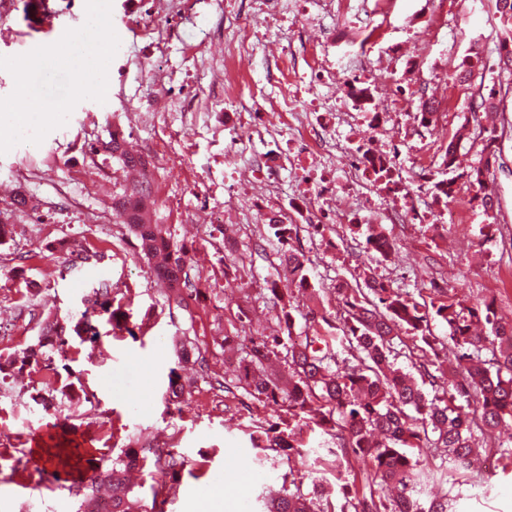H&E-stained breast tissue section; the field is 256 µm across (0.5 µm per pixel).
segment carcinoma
I'll list each match as a JSON object with an SVG mask.
<instances>
[{
    "label": "carcinoma",
    "instance_id": "obj_1",
    "mask_svg": "<svg viewBox=\"0 0 512 512\" xmlns=\"http://www.w3.org/2000/svg\"><path fill=\"white\" fill-rule=\"evenodd\" d=\"M495 7L501 29L496 45L500 69L512 78V0H495ZM104 151L128 167L146 168L145 160L128 153L116 134ZM145 190L140 183L131 193L113 199L112 212L134 231L168 297L180 305L187 287L183 274L188 250L168 227L152 223L139 208L136 199ZM270 228L280 245L284 277L295 287L308 290L309 259L289 246L292 235L288 225L272 224ZM364 237L366 252L386 257L392 251L391 242L375 225H366ZM336 290L342 295V305L335 320L318 316L310 305L304 314L314 324L322 321L336 330L334 337L322 336L315 328L304 340H294V307L275 288L270 292L282 304L279 329L250 339L248 345L235 334L224 335V349L238 358L237 374L230 382L215 381L212 388L226 395L241 388L259 402L280 403L288 411V417L249 433L252 447L289 460L295 455L304 465L309 461L301 452L308 447L304 432L317 427L338 439L331 467L336 469V485L344 502L337 506L331 496L323 494L318 477L313 479L312 492H304L303 482L291 469L270 495L265 512H450L445 491L426 506L420 503L417 486L424 482V472L413 449L427 444L439 448L458 478L465 482L477 478L463 468L465 461L475 456L474 433L494 430L512 419V325L498 319L491 302L467 305L448 300L426 305L392 291L376 278L353 285L344 281L336 284ZM104 317L136 337L130 314L112 303L108 289H95L73 327L47 321L37 345L1 362L0 381L6 382L15 369L38 372L52 366L53 349L67 344L72 333L95 339L96 322ZM436 318L448 324V335H433L430 323ZM404 333L423 342L436 358L439 351L453 346L456 366L445 395L427 398L417 381L395 366ZM333 340L347 343L356 352L355 364L332 367L336 363ZM460 399L465 404L458 403ZM351 456L369 471L372 484L366 491L350 492L343 479V462ZM186 466L185 456L175 448H123L91 479L90 486L77 487L80 512H99L96 487L100 481L112 486L108 512H156L158 502L164 503L176 493ZM147 467L168 480L152 487L151 507L144 509L134 497L128 474Z\"/></svg>",
    "mask_w": 512,
    "mask_h": 512
}]
</instances>
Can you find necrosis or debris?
<instances>
[{"mask_svg":"<svg viewBox=\"0 0 512 512\" xmlns=\"http://www.w3.org/2000/svg\"><path fill=\"white\" fill-rule=\"evenodd\" d=\"M296 11L290 19L291 33L303 37L313 53L303 65H290L283 75V90L273 97L265 85L243 84L238 80L242 63L251 61L261 39L265 21L277 19L281 0H258V20H244L228 12L224 0L215 5L224 14V28L234 34L224 44L223 83L231 87L239 100L233 124L241 139L266 144L265 152L255 155L249 167L231 174V196L225 208L232 207L239 196L249 197L252 210L271 224H359L364 213H371L375 223L403 224L409 215L419 223H433L427 212H416L415 197L423 189L427 171L411 178L396 177L395 151L391 142L377 137L378 119L395 111L417 120L406 97L392 92L390 105H378L371 92L373 72L377 64L390 63L391 54L370 60L366 51L347 54L344 66H337L333 32L321 28L322 17L351 15L357 18L360 33H371L381 27L384 0H295ZM345 78L337 102L329 103L313 96L312 91L331 85L337 71ZM297 129L300 139L288 148H278L282 126ZM348 128L351 137L361 140L362 149H350L339 136V128ZM350 137V138H351ZM348 160L344 180H337L325 166L327 157ZM392 178L385 190L389 205L375 206L373 188L382 172ZM295 185V197L289 207H281L278 197L282 177Z\"/></svg>","mask_w":512,"mask_h":512,"instance_id":"obj_1","label":"necrosis or debris"}]
</instances>
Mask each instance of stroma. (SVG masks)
Returning a JSON list of instances; mask_svg holds the SVG:
<instances>
[{
	"label": "stroma",
	"instance_id": "1",
	"mask_svg": "<svg viewBox=\"0 0 512 512\" xmlns=\"http://www.w3.org/2000/svg\"><path fill=\"white\" fill-rule=\"evenodd\" d=\"M26 2L0 0V56L55 43L86 19L85 0H49L53 25L47 28L37 15H26ZM146 8V0H112V25L121 44L108 68L105 103L81 101L67 124L41 144L22 143L0 155V221L9 230L0 244V357L34 345L46 319L65 324L78 317L97 288L108 289L138 326L132 337L103 324L97 342L74 338L55 352V365H69L91 400L57 394L51 409H44L35 400L38 373L21 384L0 385V512H77L80 500L70 481L58 477L38 445L48 436L87 439L100 452L88 464L92 470L129 445L178 448L188 459L187 471L164 512H206L217 492L224 495L226 512H261L264 498L288 470L285 456L253 448L248 436L277 421L281 407L248 396L228 401L210 387L237 370L234 353L221 346L225 330L244 314L252 335L271 331L280 311L266 291L279 253L273 246L257 247L268 227L245 224L235 230L238 250L232 254L216 250L222 236L207 223L208 210L224 206V149L232 137L224 114L235 103L193 68L189 49L203 42L223 52L224 17L212 0H177L160 58L137 33ZM498 24L493 0H393L372 51L399 49L404 58L385 74L382 86L398 83L420 98L405 63L413 55L421 60L423 77L443 87L454 106L447 122L423 127L414 139L396 138L405 175H415L427 142L444 146L453 140L456 162L449 168L435 157L436 180L454 181L466 193L463 172L488 166L497 204L457 224L436 203L433 190L424 189L416 207L443 218L442 228L386 226L395 244L387 259L364 253L363 237L347 225L337 226L329 243L298 230L291 244L309 260L324 314H335L341 304L336 281L363 273L419 301L490 300L499 317L512 321V137L498 139L495 158H488L483 145L490 129L476 130L465 110L464 85L448 82L449 68L469 56L498 63ZM155 108L168 110L167 124L130 125L128 113ZM117 129L127 148L147 159L150 182L167 201L155 210L157 222L171 227L189 249L185 271L198 294L188 307L167 301L161 283L146 276L147 261L127 225L99 220L113 195L139 178L105 155L90 153ZM19 192L37 203V211L15 209ZM94 267L104 268V276H91ZM187 336L204 350L206 366L176 404L169 400L168 376ZM497 465L489 493L459 488L455 512H512V458L498 459Z\"/></svg>",
	"mask_w": 512,
	"mask_h": 512
}]
</instances>
